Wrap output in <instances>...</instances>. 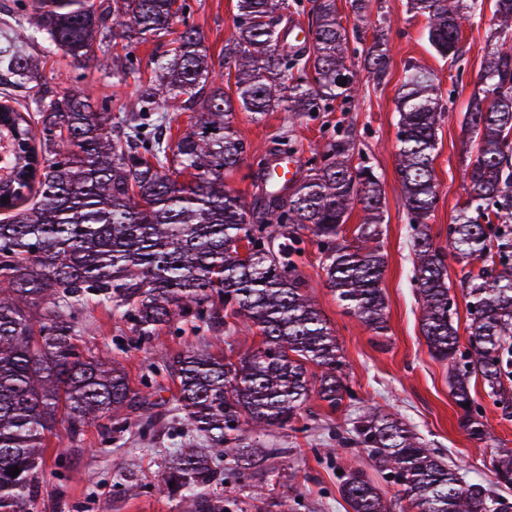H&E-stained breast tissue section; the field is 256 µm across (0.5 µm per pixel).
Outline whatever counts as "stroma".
<instances>
[{
    "label": "stroma",
    "mask_w": 512,
    "mask_h": 512,
    "mask_svg": "<svg viewBox=\"0 0 512 512\" xmlns=\"http://www.w3.org/2000/svg\"><path fill=\"white\" fill-rule=\"evenodd\" d=\"M186 4L185 19L175 23V30L195 26L210 56L218 57L234 32L235 0H186ZM336 6L344 24L361 35L349 43V60L360 70L358 94L349 102H334L331 111L309 116L279 109L255 122L248 113L236 112L234 126L246 151L226 184L245 202H252L255 159L276 140L291 139L297 156L306 163L330 138L351 134L354 162L372 165L385 197L382 287L388 302L387 334L374 335L336 300L326 285L319 241L306 229L296 232L297 272L335 331L347 362V383L360 401L402 418L465 481L482 482L489 478L499 449L512 448V418L504 416L483 387H476L475 405L492 437L471 439L459 425L461 411L448 387L450 369L431 356L421 332V308L412 279V231L398 174L396 92L407 62L438 75L447 115L438 131L434 172L439 200L429 227L433 241L442 244L466 198L464 173L473 144L461 114L479 86L482 62L490 48L493 3L483 0L481 12L463 22V54L453 62L429 46L426 20L408 12L407 0H369L361 19L350 0H336ZM378 27L384 29L389 44L387 74L380 83L363 71L361 56ZM42 67L54 91L76 90L110 112L134 100V82L112 83L96 68L79 66L64 52L43 56ZM135 339L129 318L111 306L87 302L82 348L120 363L132 388L151 387L162 402L151 412L131 414L121 433H104L100 422L92 421L78 438H49L41 488L31 512H185L180 497L162 491L165 465L175 450L190 444L201 448L205 442L181 425L174 410L178 388L163 365L171 354L187 347L235 361L251 354L260 338L241 323L230 330L189 317L162 327L147 343L139 345ZM355 414V407L345 404L332 409L310 398L297 422L260 432V440L277 451L262 472L252 477L226 474L209 487V494L223 498L226 512H350L340 493L338 472L353 464L363 470L393 512H408L410 505L397 486L367 451L353 443ZM148 417L153 423L145 431L141 425Z\"/></svg>",
    "instance_id": "35a3bbf8"
}]
</instances>
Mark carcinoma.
Instances as JSON below:
<instances>
[{"label":"carcinoma","mask_w":512,"mask_h":512,"mask_svg":"<svg viewBox=\"0 0 512 512\" xmlns=\"http://www.w3.org/2000/svg\"><path fill=\"white\" fill-rule=\"evenodd\" d=\"M309 2L307 9L303 0H236L235 31L216 62L194 27L165 41L186 8L180 0H32L29 17L0 5V143L14 148L10 173L0 175V195L8 199L0 202L8 211L0 219V512H30L47 435L74 438L90 421L156 406L152 394L130 387L118 363L80 349L89 300L131 318L145 342L183 317L222 321L216 298L257 329L259 346L236 362L188 348L167 364L179 382L175 410L186 428L238 475L282 452L245 437L242 422L256 431L284 426L311 395L336 409L348 393L336 334L289 260L293 229L308 228L319 239L337 301L376 335L386 333L380 180L371 166L352 165L349 137L328 141L283 189L269 160L288 159L294 149L280 140L256 161L258 193L250 207L224 182L245 153L236 110L257 122L279 108L308 115L355 91L350 34L336 0ZM407 4L425 18L436 54L456 61L461 26L476 0ZM493 7L497 41L461 120L475 148L464 173L467 199L444 246L429 233L438 202L433 154L446 114L437 75L410 63L397 92L398 171L413 231L421 331L431 355L450 364L460 425L477 440L490 431L464 407L474 402L471 381H481L512 417L505 387L512 379V0H494ZM305 11L312 22L298 38L294 16ZM98 36L152 40L160 49L154 77L138 84L134 102L118 117L78 92L53 91L36 53L39 45L59 49L126 80L125 68L95 54ZM387 60L377 37L363 65L379 83ZM217 66L234 74L237 101L214 84ZM172 112L197 116L175 141L145 142L146 123L167 127ZM26 190L37 199L23 207ZM357 206L363 216L353 229L360 242L354 247L345 236ZM448 257L483 263L461 282L469 313L465 352ZM351 431L417 512H512L493 491L512 485L511 450L491 478L467 483L407 423L378 407L362 408ZM16 467L21 472L8 475ZM220 480L211 457L184 448L165 467L164 490L181 496L188 512H224L221 500L201 492ZM341 492L351 512H390L356 466L343 472Z\"/></svg>","instance_id":"cac0c4a2"}]
</instances>
